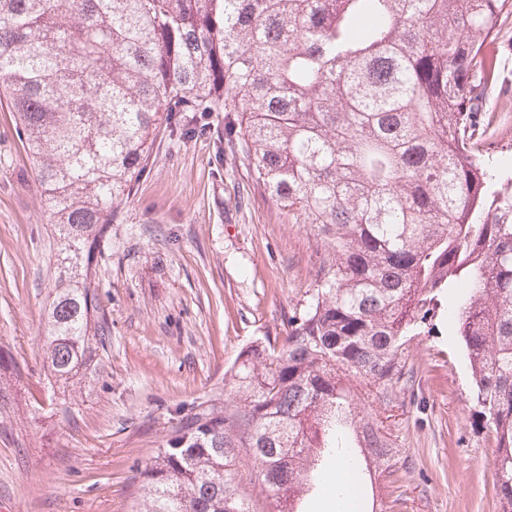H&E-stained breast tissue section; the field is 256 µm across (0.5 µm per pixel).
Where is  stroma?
<instances>
[{"instance_id": "obj_1", "label": "stroma", "mask_w": 512, "mask_h": 512, "mask_svg": "<svg viewBox=\"0 0 512 512\" xmlns=\"http://www.w3.org/2000/svg\"><path fill=\"white\" fill-rule=\"evenodd\" d=\"M226 112H191L199 132L163 136L95 254L111 339L86 379L45 387L56 238L35 164L0 99V512H132L136 469L179 416L223 395L224 373L315 281L316 244L252 184L224 139ZM415 401L390 418L403 507L499 512L496 450L472 424L471 379L445 324L410 348Z\"/></svg>"}]
</instances>
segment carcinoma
<instances>
[{
    "label": "carcinoma",
    "instance_id": "carcinoma-1",
    "mask_svg": "<svg viewBox=\"0 0 512 512\" xmlns=\"http://www.w3.org/2000/svg\"><path fill=\"white\" fill-rule=\"evenodd\" d=\"M510 17L512 0H0V97L64 268L49 384L105 350L94 255L160 133L195 134L184 113H234L224 138L316 240L286 336L246 346L224 399L178 419L137 471L147 512H300L330 460L346 465L336 498L363 512L366 480L394 483L388 419L414 386L410 344L438 317L463 344L512 512V179L489 171L483 109Z\"/></svg>",
    "mask_w": 512,
    "mask_h": 512
}]
</instances>
